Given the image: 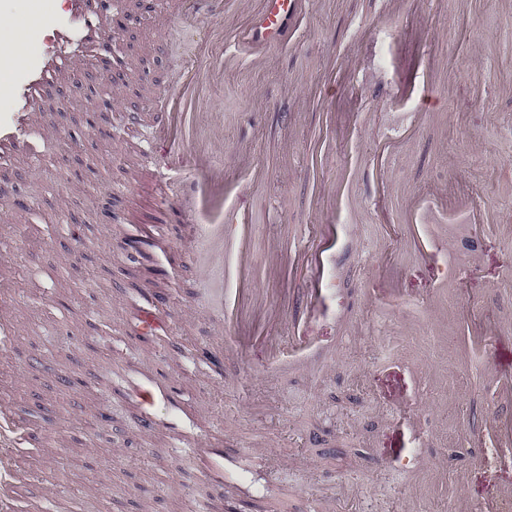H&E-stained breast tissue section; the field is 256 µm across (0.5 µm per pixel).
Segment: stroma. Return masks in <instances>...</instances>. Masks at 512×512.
<instances>
[{"mask_svg": "<svg viewBox=\"0 0 512 512\" xmlns=\"http://www.w3.org/2000/svg\"><path fill=\"white\" fill-rule=\"evenodd\" d=\"M38 2L0 0L17 19L0 40L33 58L47 48L24 23ZM121 7L154 15L115 35L123 76L74 55L79 82L56 76L33 112L54 128L0 163V279L16 289L0 372L17 371L29 434L12 450L13 512H216L221 492L235 512H306L312 498L329 512H479L512 486V457L473 462L485 420L512 417L493 397L494 372L512 371V0H316L298 47L211 82L217 165L238 180L247 147L263 170L236 204L260 296L282 315L252 321L222 367L203 270L166 235L183 215L155 199L149 111L210 26L159 37L156 0ZM104 96L109 136L74 105ZM344 169L332 215L320 199ZM414 195L430 201L416 224ZM469 197L484 223L449 222ZM331 219L334 294L311 320L290 252ZM152 307L168 328L138 335ZM305 320L313 349L267 369ZM478 329L497 330L492 355L469 351Z\"/></svg>", "mask_w": 512, "mask_h": 512, "instance_id": "stroma-1", "label": "stroma"}]
</instances>
